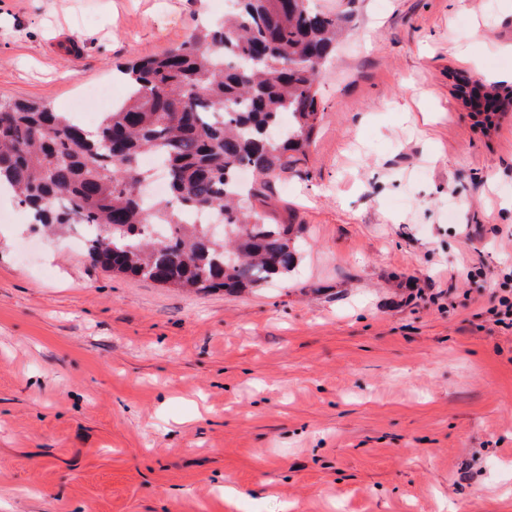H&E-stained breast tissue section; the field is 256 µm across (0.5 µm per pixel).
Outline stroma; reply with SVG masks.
I'll return each instance as SVG.
<instances>
[{"label":"stroma","mask_w":512,"mask_h":512,"mask_svg":"<svg viewBox=\"0 0 512 512\" xmlns=\"http://www.w3.org/2000/svg\"><path fill=\"white\" fill-rule=\"evenodd\" d=\"M351 21L267 211L287 280L185 292L0 222V512H512V0H316ZM220 0H0V98L81 90ZM458 88L459 96L464 100L469 99L473 112L486 114L487 119L494 115V112H504L509 104L498 92L483 83L475 84L464 81Z\"/></svg>","instance_id":"1"}]
</instances>
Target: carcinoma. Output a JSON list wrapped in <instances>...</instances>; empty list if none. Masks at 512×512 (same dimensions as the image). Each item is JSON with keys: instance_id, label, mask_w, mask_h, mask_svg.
I'll return each mask as SVG.
<instances>
[{"instance_id": "cac0c4a2", "label": "carcinoma", "mask_w": 512, "mask_h": 512, "mask_svg": "<svg viewBox=\"0 0 512 512\" xmlns=\"http://www.w3.org/2000/svg\"><path fill=\"white\" fill-rule=\"evenodd\" d=\"M236 3L223 23L118 69L126 96L92 134L68 112L0 99V177L34 227L92 224V264L174 288L288 277L301 228L273 221L267 192L312 143L324 116L318 78L350 15L311 0ZM459 96L488 117L506 110L483 83L460 84ZM145 154L165 169L163 198L139 190L151 178Z\"/></svg>"}]
</instances>
